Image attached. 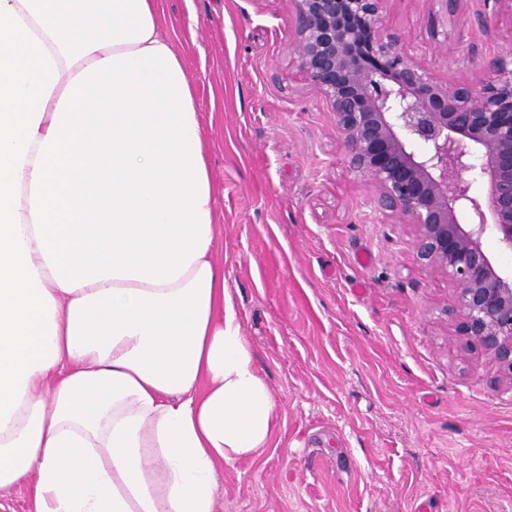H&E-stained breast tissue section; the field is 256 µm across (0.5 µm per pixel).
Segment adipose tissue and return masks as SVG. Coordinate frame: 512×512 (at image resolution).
Listing matches in <instances>:
<instances>
[{
  "mask_svg": "<svg viewBox=\"0 0 512 512\" xmlns=\"http://www.w3.org/2000/svg\"><path fill=\"white\" fill-rule=\"evenodd\" d=\"M156 0H0V488L215 512L275 436Z\"/></svg>",
  "mask_w": 512,
  "mask_h": 512,
  "instance_id": "obj_1",
  "label": "adipose tissue"
}]
</instances>
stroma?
I'll use <instances>...</instances> for the list:
<instances>
[{
    "label": "stroma",
    "mask_w": 512,
    "mask_h": 512,
    "mask_svg": "<svg viewBox=\"0 0 512 512\" xmlns=\"http://www.w3.org/2000/svg\"><path fill=\"white\" fill-rule=\"evenodd\" d=\"M158 10L195 89L216 258L276 403L272 445L218 470L216 512H512V389L463 350L443 315L454 286L417 262L411 226L346 167L294 66L289 0ZM384 15L443 81L512 52V15L490 0H463L445 50L427 0H387Z\"/></svg>",
    "instance_id": "35a3bbf8"
}]
</instances>
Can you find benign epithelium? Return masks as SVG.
Returning a JSON list of instances; mask_svg holds the SVG:
<instances>
[{"mask_svg": "<svg viewBox=\"0 0 512 512\" xmlns=\"http://www.w3.org/2000/svg\"><path fill=\"white\" fill-rule=\"evenodd\" d=\"M387 0H291L304 88L331 112L347 166L376 207L413 227L418 262L456 285L455 335L496 361L512 387V54L479 61L484 78L438 80L384 24ZM487 186L486 199L471 193Z\"/></svg>", "mask_w": 512, "mask_h": 512, "instance_id": "obj_1", "label": "benign epithelium"}]
</instances>
